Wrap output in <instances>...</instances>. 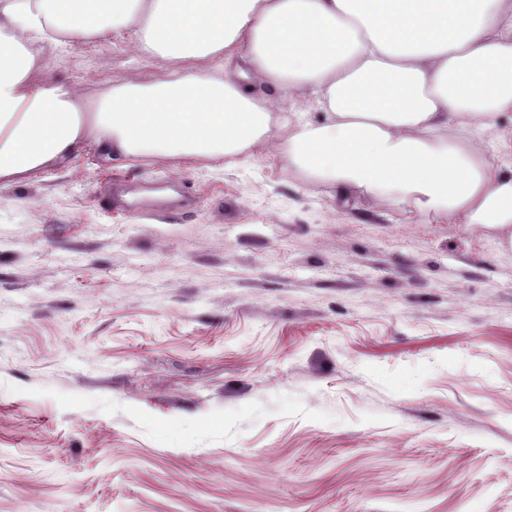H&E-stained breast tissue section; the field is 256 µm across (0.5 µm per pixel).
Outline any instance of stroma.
<instances>
[{
  "instance_id": "obj_1",
  "label": "stroma",
  "mask_w": 512,
  "mask_h": 512,
  "mask_svg": "<svg viewBox=\"0 0 512 512\" xmlns=\"http://www.w3.org/2000/svg\"><path fill=\"white\" fill-rule=\"evenodd\" d=\"M276 98L246 161L0 185V512H512V247L311 185Z\"/></svg>"
}]
</instances>
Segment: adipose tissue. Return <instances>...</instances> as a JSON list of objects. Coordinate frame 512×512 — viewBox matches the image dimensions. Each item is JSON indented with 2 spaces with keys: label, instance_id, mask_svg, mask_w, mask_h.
Masks as SVG:
<instances>
[{
  "label": "adipose tissue",
  "instance_id": "adipose-tissue-1",
  "mask_svg": "<svg viewBox=\"0 0 512 512\" xmlns=\"http://www.w3.org/2000/svg\"><path fill=\"white\" fill-rule=\"evenodd\" d=\"M126 33L142 68L96 95L34 82L44 53ZM158 60L165 74L151 73ZM326 119L285 143L311 184L447 216L512 245V177L470 146L512 112L505 0H0V184L86 147L106 159L250 157L275 92Z\"/></svg>",
  "mask_w": 512,
  "mask_h": 512
}]
</instances>
